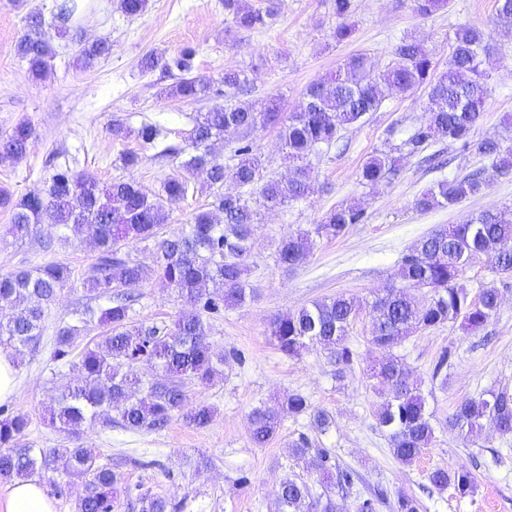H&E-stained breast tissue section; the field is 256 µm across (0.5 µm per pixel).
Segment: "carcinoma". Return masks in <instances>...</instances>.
Segmentation results:
<instances>
[{
    "label": "carcinoma",
    "mask_w": 512,
    "mask_h": 512,
    "mask_svg": "<svg viewBox=\"0 0 512 512\" xmlns=\"http://www.w3.org/2000/svg\"><path fill=\"white\" fill-rule=\"evenodd\" d=\"M147 2L119 0L118 8L134 18L145 12ZM447 5L448 0H414L415 11L423 17ZM77 6V0L56 5L57 35L66 33ZM351 12L352 0H335L338 23L334 36L338 42L353 36L354 24L348 22ZM224 15L243 29L263 28L272 18L271 11L256 9L246 0H224ZM495 23L512 28V0H496ZM27 25L40 35L22 36L16 51L27 61L29 73L41 78L55 55L53 37L42 31L43 18L38 11L27 14ZM449 48L448 69L441 73L436 72L432 53L414 39L396 45L393 58L382 70L371 68L366 55H352L327 77L311 84L299 108L288 114L273 100L202 113L187 134L189 149L166 150L178 165L156 192L121 177L102 184L68 167L57 169L40 193H27L14 201L1 191L0 205L9 204L12 210L6 234L23 238L39 225L48 224L56 230L58 243L88 239L97 250L83 287L89 299H103L105 304L85 305L77 323L57 330L51 361L69 366L77 378L52 398L51 424L69 434L96 422L109 428L116 424L129 430L162 429L180 418L195 428L208 426L214 408L190 404L187 385L209 384L222 375L224 357L215 355L207 341L211 331L207 317L222 306H241L253 296L247 261L260 229V208L274 209L314 193L309 157L331 147L342 129L378 111L385 92L405 95L427 89L424 116L403 143L409 154H422L431 144L447 140L492 161L489 171L435 182L415 199L416 210L453 207L483 193L495 175L512 171V147H503L496 137L473 139L488 98L491 56L486 32L476 25L461 24ZM111 50L106 40L88 43L81 50L82 64L90 66ZM195 56V49L187 46L167 59L150 53L142 58L141 66L164 68L175 79L167 95L194 102L210 90L206 80L190 75ZM247 82L243 70L228 69L222 76L224 91L230 93ZM259 126L280 128L291 176L265 177L261 160L249 143L233 151L230 163L221 159L217 145L224 142L225 130H234L243 141ZM34 134L29 121L1 134L0 163L22 161ZM162 134L163 127L152 122L136 130L121 123L112 127L113 136H133L145 145L155 144ZM397 170V158L373 154L364 162L361 178L373 186L391 179ZM201 174L213 189V201L200 208L180 234L161 236L173 206L195 191V180ZM228 179L242 192L225 194ZM363 220L360 207L338 205L310 229L282 236L275 247V263L287 269L300 267L307 262L315 239L336 238ZM138 244L152 249L153 270L128 251L129 246ZM480 254L493 255L501 272L512 273V210L483 211L420 238L402 257L401 285L384 288L371 303L370 343L384 355L374 361L368 377L387 393L374 416L377 425L387 431L394 456L405 463L416 461L430 447L435 429L421 385L394 350L415 333L445 323L458 322L469 332L486 325L499 307V290L484 288L472 300L463 284L467 264ZM150 274L185 302L184 310L169 324H147L134 318V304L139 299L136 291ZM71 278V268L61 262L0 273V309L8 310L7 317H0V347L11 350L17 361L35 350L45 306ZM424 288L429 297L419 302L413 290ZM361 307L358 298L340 294L278 314L269 323L270 340L288 357L319 347L334 356L336 364L349 367L355 353L348 345V333ZM93 321L102 328L100 341L85 348L78 359H71L76 339ZM140 362L147 368L133 370ZM284 412L296 417L310 413L320 429L331 424L326 413L311 411L307 397L288 393L275 406L252 412L250 438L255 446H265L278 434ZM486 422L503 435L512 434V392L489 390L465 398L448 416V427L464 436L481 430ZM29 424L23 414L0 418V480L52 469L69 481L83 483L85 494L78 499L76 512H114L121 476L112 465L99 463L97 452L89 446L33 448L23 442ZM291 448L297 457H310L315 471L328 473V451L312 449L307 435H300ZM428 480L438 492L451 488L459 498L474 495L478 484L476 475L463 469L436 468ZM276 495L278 512H336L329 490L315 495L306 482L289 476L280 481ZM133 507L138 512H180V504L147 489L136 495Z\"/></svg>",
    "instance_id": "cac0c4a2"
}]
</instances>
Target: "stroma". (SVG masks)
Returning a JSON list of instances; mask_svg holds the SVG:
<instances>
[{
    "mask_svg": "<svg viewBox=\"0 0 512 512\" xmlns=\"http://www.w3.org/2000/svg\"><path fill=\"white\" fill-rule=\"evenodd\" d=\"M56 3L0 0V134L22 120L31 121L37 131L25 159L0 164V189L15 197L44 189L57 165L91 174L103 183L132 178L147 190L158 191L173 173L174 161L158 158L157 147L113 136V121L132 128L160 121L168 130V143L181 147L198 113L234 105V98L219 89L226 69L246 71V101L276 99L289 113L297 109L309 85L346 57L366 54L381 69L405 38L423 42L438 70H446L449 43L456 27L466 22L485 28L494 48L488 103L474 135H496L512 145V29L492 24L495 0H449L447 8L426 18L415 12L413 0H352L355 33L344 43L333 36V0H249L252 6L274 9L270 26L253 31L234 28L224 15L222 0H148L146 11L135 18L122 14L117 0H81L68 35L54 41L47 77L37 80L19 58L16 44L26 30L27 13L38 9L46 23H53ZM98 38L108 39L112 51L84 67L79 51L85 42ZM187 45L197 51L195 74L215 87L196 102L169 97L173 77L158 68L141 67L146 54L169 57ZM426 105L422 89L386 96L378 111L342 130L331 148L311 157L316 193L263 212L248 260L254 298L209 319V340L224 356V376L209 386L188 387L190 402L216 408L209 426L196 429L176 418L160 431L99 425L84 430L82 443L96 448L101 462H120L123 486L143 487L179 502L180 512H275L277 486L285 476L302 479L315 490L320 487L307 461L290 450L304 434L313 447L328 450L332 467L358 475L348 494L333 492L337 512H355L358 501L377 487L386 488L389 501L376 512H395L401 492L418 499L420 512H512V436L488 426L463 438L446 425L462 399L502 387L512 390V276L498 273L491 257L471 259L465 274L471 296L490 286L501 293L496 314L480 331L469 333L459 324L447 323L416 333L397 350L420 383L433 415L431 447L415 462L402 463L374 418L380 397L367 368L379 356L369 342L370 304L376 293L396 282L402 255L434 228L462 223L488 209L512 208L511 173L496 177L484 194L455 207L417 211L416 197L437 180L491 165L474 151L445 141L432 146L447 160L443 169H430L421 156L408 155L389 181L374 187L362 182L360 169L366 158L400 147ZM249 140L265 161L266 175H287L278 128H256ZM128 151L140 156L132 169L123 168L120 161ZM343 203L364 209L363 223L339 237L317 240L303 266L288 271L276 265L274 251L281 236L310 228ZM9 222V208L0 206V272L55 261L66 262L73 270L71 282L47 310L36 351L17 367V395L0 403L10 413L28 415L26 440L33 447L58 448L66 439L50 426L45 404L73 381L74 374L53 363L50 351L57 329L73 322L86 301L82 280L96 250L85 239L47 249L43 243L54 235L48 225L16 239L5 233ZM139 291V320L168 322L183 307L177 292L160 287L154 278H147ZM342 293L363 303L348 335L356 353L351 368L338 371L329 353L318 348L297 358L275 348L268 335L275 314ZM445 351L451 357L443 385L433 371ZM293 391L307 397L313 408L326 411L332 418L330 427L319 431L308 416H287L273 440L255 447L250 441L254 408ZM436 468L476 473L475 494L460 499L450 490L430 492L428 474Z\"/></svg>",
    "mask_w": 512,
    "mask_h": 512,
    "instance_id": "obj_1",
    "label": "stroma"
}]
</instances>
